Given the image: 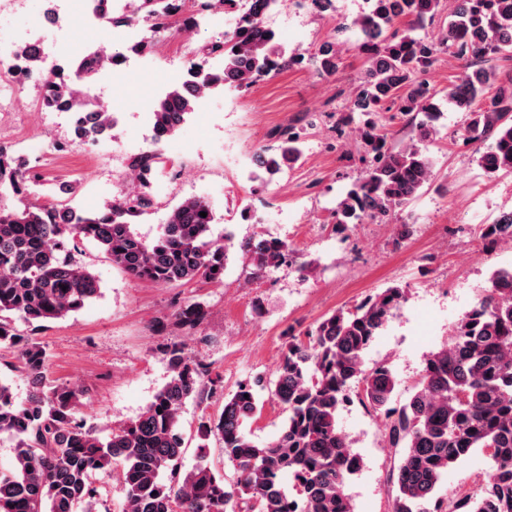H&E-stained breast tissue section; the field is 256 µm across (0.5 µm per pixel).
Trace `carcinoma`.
<instances>
[{"label": "carcinoma", "instance_id": "obj_1", "mask_svg": "<svg viewBox=\"0 0 512 512\" xmlns=\"http://www.w3.org/2000/svg\"><path fill=\"white\" fill-rule=\"evenodd\" d=\"M364 11L342 24L357 35L366 66L348 113L338 129L359 113L364 174L332 211L336 230L356 224H387L435 179L426 144L439 132L445 109L465 113L461 144L479 154L494 177L512 173V74L493 61L512 53V0H365ZM178 0H138L126 22L173 17L175 29L199 26L201 11L180 15ZM341 43L332 37L312 55L290 53L278 34L255 16H240L231 33L208 54L223 60L213 70L200 58L187 67L185 84L208 95L224 81L248 88L293 68L312 66L336 73ZM452 54L471 69L466 82L441 91L427 78L437 57ZM21 77L38 76L41 107L79 113L80 140L112 136L106 106L83 104L67 74L93 77L109 59L96 50L49 72L38 49L21 45ZM183 84V85H185ZM180 83L171 86L153 112V141L160 145L186 122L195 98ZM386 112L408 117V145L392 148L382 133ZM291 125L262 150L260 169L273 179L301 156L303 127ZM162 163L158 150L134 155L129 174L139 191L114 196L89 213L65 200L29 199L36 176L26 160L0 145V348L19 350V373L29 393L15 400L0 382V439L13 443L10 468H0V512H98L103 499L96 475L119 471L122 512H354L348 478L359 456L338 424L340 408L358 402L386 420L394 464L388 474L390 512H512V267L493 272L489 287L449 328L448 341L431 352L409 398L392 405L398 379L379 363L363 369V353L405 303V290L392 286L351 308H338L294 335L283 351L269 390L285 420L277 438L258 442L248 424L260 412L259 382L241 383L224 397L216 417L200 422L199 461L183 469L184 438L179 418L185 402L214 393L221 379L178 344L166 347L170 378L140 416L101 437L81 418V393L48 374V355L32 336L46 323L84 309L101 295L100 281L78 258L79 245L95 243L113 265L158 286L205 281L221 284L230 244L211 237L215 214L210 200L188 197L167 213L158 236L148 240L134 221L153 206L148 192ZM13 203H5L6 198ZM207 216L202 217L200 213ZM242 250L259 276L291 261L293 250L278 239L246 242ZM208 316L201 302L176 314L192 331ZM29 327L24 334L15 322ZM223 444L233 468L227 480L206 461L210 437ZM486 453L489 470L468 493L440 491L448 470L475 450Z\"/></svg>", "mask_w": 512, "mask_h": 512}]
</instances>
